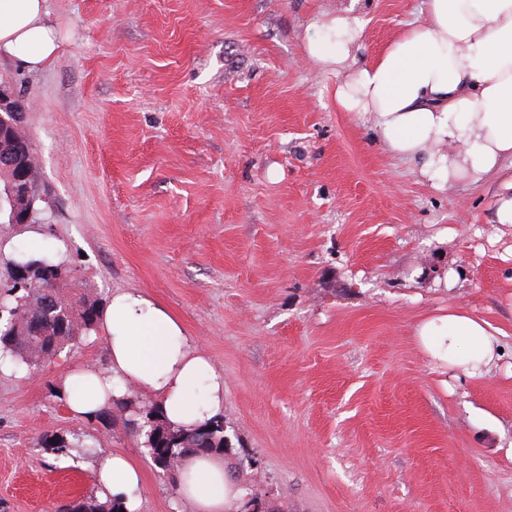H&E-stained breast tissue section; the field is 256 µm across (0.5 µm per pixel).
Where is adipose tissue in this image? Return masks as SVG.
<instances>
[{"mask_svg": "<svg viewBox=\"0 0 512 512\" xmlns=\"http://www.w3.org/2000/svg\"><path fill=\"white\" fill-rule=\"evenodd\" d=\"M421 13L363 65L362 21L322 15L308 26L306 58L335 76L337 109L367 116L384 148L435 188L482 181L512 160V0H422ZM57 49L46 0H0V55L41 69ZM99 329L108 368H74L62 381L73 416L89 417L130 387L153 395L175 426L223 414V375L167 308L140 290H122L104 306ZM417 334L451 366L480 370L498 357V329L465 311L427 319ZM94 482L100 498L137 512L142 479L128 457L102 458ZM177 483L190 512H231L240 496L219 455L187 456Z\"/></svg>", "mask_w": 512, "mask_h": 512, "instance_id": "1", "label": "adipose tissue"}]
</instances>
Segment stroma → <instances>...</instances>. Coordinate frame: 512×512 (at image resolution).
Segmentation results:
<instances>
[{
    "label": "stroma",
    "mask_w": 512,
    "mask_h": 512,
    "mask_svg": "<svg viewBox=\"0 0 512 512\" xmlns=\"http://www.w3.org/2000/svg\"><path fill=\"white\" fill-rule=\"evenodd\" d=\"M421 0H47L59 36L37 71L0 57L30 105L39 239L77 293L136 288L224 375L229 461L265 512H512V229L503 175L435 189L341 112L305 60L306 26L350 10L372 60ZM462 309L502 330L471 375L417 327ZM108 365L92 335L44 367L0 371V512H56L94 483L83 433L142 472L139 512L178 493L120 420L73 417L70 368ZM495 221L497 224L512 228V175L511 179L502 184L495 210ZM72 439L69 440L63 436L57 434L48 435L42 437L41 445L42 448L56 457L71 456L72 451H77L80 448V452L87 454L93 452L95 444H88L84 439L85 435L73 433Z\"/></svg>",
    "instance_id": "1"
}]
</instances>
